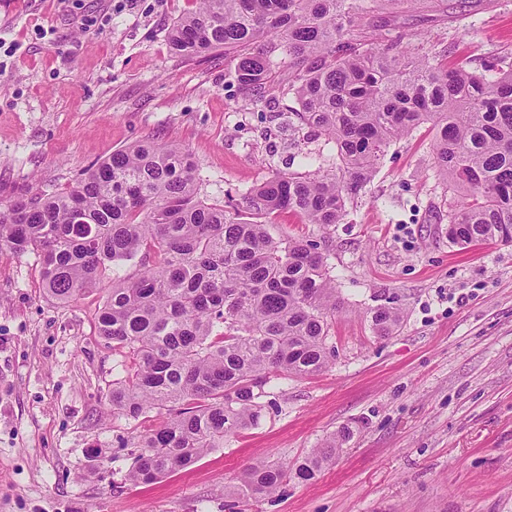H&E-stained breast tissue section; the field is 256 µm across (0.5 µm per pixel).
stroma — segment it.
Segmentation results:
<instances>
[{
  "mask_svg": "<svg viewBox=\"0 0 512 512\" xmlns=\"http://www.w3.org/2000/svg\"><path fill=\"white\" fill-rule=\"evenodd\" d=\"M194 0H83L111 14L80 29L69 0H0V204L72 186L97 161L151 139L188 149L200 196L241 199L279 172L336 161L334 143L288 130L293 100L259 111L223 52L188 59L168 31ZM390 29L449 61L512 53V0H387ZM430 125L391 143L362 197L329 230L279 215L274 237L320 244L343 300L336 358L322 373L279 375L258 425L190 469L124 481L133 421L107 400L127 355L96 333L102 289L61 304L36 254H0V512H512V244L449 243L458 194L433 169ZM390 303L399 331L374 336ZM352 436L317 478L274 496L233 491L259 460L292 461L328 435ZM370 327L375 336H390L396 331L402 322L400 309L389 305L380 304L370 311Z\"/></svg>",
  "mask_w": 512,
  "mask_h": 512,
  "instance_id": "stroma-1",
  "label": "stroma"
}]
</instances>
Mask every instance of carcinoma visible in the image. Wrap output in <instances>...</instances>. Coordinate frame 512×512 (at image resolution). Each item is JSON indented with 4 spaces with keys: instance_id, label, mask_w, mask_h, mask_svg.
<instances>
[{
    "instance_id": "carcinoma-1",
    "label": "carcinoma",
    "mask_w": 512,
    "mask_h": 512,
    "mask_svg": "<svg viewBox=\"0 0 512 512\" xmlns=\"http://www.w3.org/2000/svg\"><path fill=\"white\" fill-rule=\"evenodd\" d=\"M379 2L197 0L169 32L185 57L224 51L252 105L292 98L298 123L335 144L332 167L276 174L240 207L208 204L190 153L146 140L64 191L0 210V253H37L43 289L59 303L141 259L112 280L96 320L98 336L129 359L110 401L135 421L154 410L175 416L122 444L132 449L126 480L149 484L194 465L258 424L271 377L332 364L330 321L342 301L327 254L273 237L268 218L342 223L394 140L431 126L433 167L463 193L448 211L451 242L512 244V61L450 67L400 33L368 43L355 30ZM401 322L387 303L370 311L376 336ZM349 438L339 430L289 463L257 461L237 493L272 496L290 480L311 481Z\"/></svg>"
}]
</instances>
